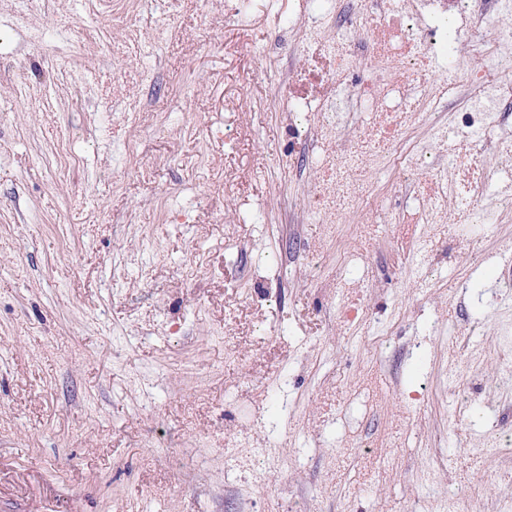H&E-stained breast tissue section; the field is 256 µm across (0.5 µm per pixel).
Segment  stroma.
Here are the masks:
<instances>
[{"instance_id": "1", "label": "stroma", "mask_w": 512, "mask_h": 512, "mask_svg": "<svg viewBox=\"0 0 512 512\" xmlns=\"http://www.w3.org/2000/svg\"><path fill=\"white\" fill-rule=\"evenodd\" d=\"M307 8L0 5V72L27 75L0 79V512L512 502V446L482 449L512 432V223L453 212L407 252L385 164L327 237L309 120L274 96Z\"/></svg>"}]
</instances>
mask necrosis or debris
<instances>
[{
	"label": "necrosis or debris",
	"mask_w": 512,
	"mask_h": 512,
	"mask_svg": "<svg viewBox=\"0 0 512 512\" xmlns=\"http://www.w3.org/2000/svg\"><path fill=\"white\" fill-rule=\"evenodd\" d=\"M510 13L512 0H400L396 8L389 0H313L296 24L314 51L280 95L292 117L319 103L326 117L315 126L318 138L351 143L342 162H321L309 207L323 223L337 224L346 208H374L367 177L385 163L412 175L407 224L447 223L449 209H470L487 195L480 131L489 119L512 112V30L489 35L485 26ZM463 14L473 21L465 40L454 24ZM433 54L453 72L452 81L428 77ZM365 59L372 63L369 75L350 81L351 69ZM421 103L463 118L465 143L453 169L421 175L424 147L401 146L405 131L423 119ZM349 108L371 114V122L352 132L330 121V114Z\"/></svg>",
	"instance_id": "1"
}]
</instances>
